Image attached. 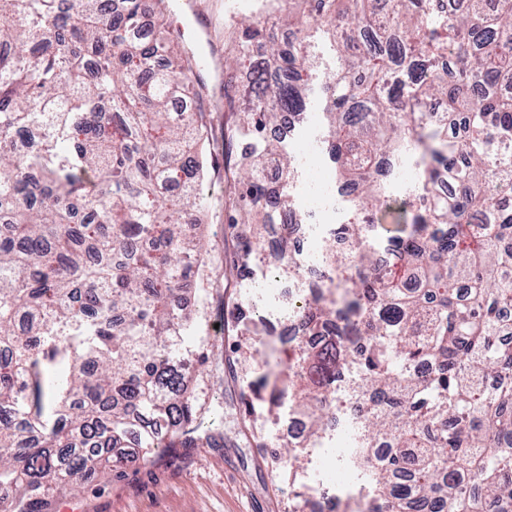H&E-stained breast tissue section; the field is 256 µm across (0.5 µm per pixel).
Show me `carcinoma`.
Wrapping results in <instances>:
<instances>
[{
	"label": "carcinoma",
	"mask_w": 512,
	"mask_h": 512,
	"mask_svg": "<svg viewBox=\"0 0 512 512\" xmlns=\"http://www.w3.org/2000/svg\"><path fill=\"white\" fill-rule=\"evenodd\" d=\"M153 34L135 36L143 0H0V501L47 512L91 473L122 472L169 448H213L224 424L190 370L214 343L193 292L208 107L177 50L165 0ZM283 46L259 20L233 31L224 61V150L242 189L228 224L249 227L238 272L266 264L268 226L295 210L267 182L294 158L268 137L283 112H306L314 40L334 43L336 79L321 86L320 150L336 164L347 220L323 241L328 279L303 311L325 337L298 345L288 382L320 437L350 378L368 405L355 465L370 512H512V0H288ZM263 70L239 87L250 46ZM415 157L416 179L392 193V158ZM448 192H443V183ZM391 247L393 261L378 264ZM300 274L301 260L282 241ZM246 344L255 313H236ZM362 341L355 352L350 337ZM432 364L426 376L416 372ZM244 395L252 421L277 385ZM477 486L476 495L467 488Z\"/></svg>",
	"instance_id": "cac0c4a2"
}]
</instances>
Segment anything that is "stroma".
Listing matches in <instances>:
<instances>
[{
    "label": "stroma",
    "instance_id": "1",
    "mask_svg": "<svg viewBox=\"0 0 512 512\" xmlns=\"http://www.w3.org/2000/svg\"><path fill=\"white\" fill-rule=\"evenodd\" d=\"M252 0H196L197 13L184 12L182 0H169L167 23L191 55L193 68L210 62L203 89L212 110L207 115L208 174L203 187L206 215L205 263L197 286L208 288L204 306L215 324V356L204 369L199 386L207 396L223 398L224 424L220 448H174L151 463L125 469L123 475L91 477L67 496L53 501L51 512H288L307 488L305 478L317 468L313 449H304L295 468L301 481H281L268 455L256 446L257 435L285 431L289 410L253 431L245 419L240 393L244 378L284 377L287 366L276 344L267 337L256 341L250 353L237 352L239 340L235 309L253 305L272 311L271 297L233 275L231 260L238 240L224 222V197L229 186L224 176V30L251 17Z\"/></svg>",
    "mask_w": 512,
    "mask_h": 512
}]
</instances>
